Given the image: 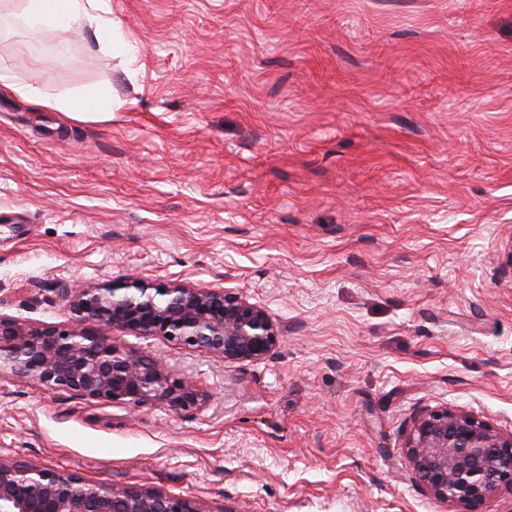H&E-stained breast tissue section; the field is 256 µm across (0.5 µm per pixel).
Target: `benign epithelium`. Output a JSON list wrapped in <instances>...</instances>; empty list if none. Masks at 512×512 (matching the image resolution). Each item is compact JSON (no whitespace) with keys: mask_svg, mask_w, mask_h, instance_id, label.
I'll return each instance as SVG.
<instances>
[{"mask_svg":"<svg viewBox=\"0 0 512 512\" xmlns=\"http://www.w3.org/2000/svg\"><path fill=\"white\" fill-rule=\"evenodd\" d=\"M76 326L40 328L0 315V375L115 406H197L202 394L157 358L107 337L118 329L213 354L226 364L275 354L280 330L262 306L230 288L138 277L63 289ZM404 448L416 480L451 512H481L512 492V432L467 411L415 413ZM0 512H213L198 498L145 486L114 488L76 472L0 456Z\"/></svg>","mask_w":512,"mask_h":512,"instance_id":"1","label":"benign epithelium"}]
</instances>
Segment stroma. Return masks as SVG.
Returning <instances> with one entry per match:
<instances>
[{"label":"stroma","mask_w":512,"mask_h":512,"mask_svg":"<svg viewBox=\"0 0 512 512\" xmlns=\"http://www.w3.org/2000/svg\"><path fill=\"white\" fill-rule=\"evenodd\" d=\"M128 46L0 29L77 121L0 90V314L63 288H231L260 362L113 331L206 400L118 407L4 376L0 455L214 512H449L404 448L424 408L512 432V0H112ZM0 87L18 96L36 101L55 112H64L79 121H104L112 117V94L103 91L83 93H50L40 87L15 82L7 67L0 66Z\"/></svg>","instance_id":"35a3bbf8"}]
</instances>
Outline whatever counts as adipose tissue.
Returning <instances> with one entry per match:
<instances>
[{"mask_svg": "<svg viewBox=\"0 0 512 512\" xmlns=\"http://www.w3.org/2000/svg\"><path fill=\"white\" fill-rule=\"evenodd\" d=\"M19 20L34 34L50 31L63 35L78 26L89 27L108 52L122 43L110 0H24ZM0 87L79 121H104L112 116L113 100L108 92L51 93L15 82L4 66H0Z\"/></svg>", "mask_w": 512, "mask_h": 512, "instance_id": "adipose-tissue-1", "label": "adipose tissue"}]
</instances>
